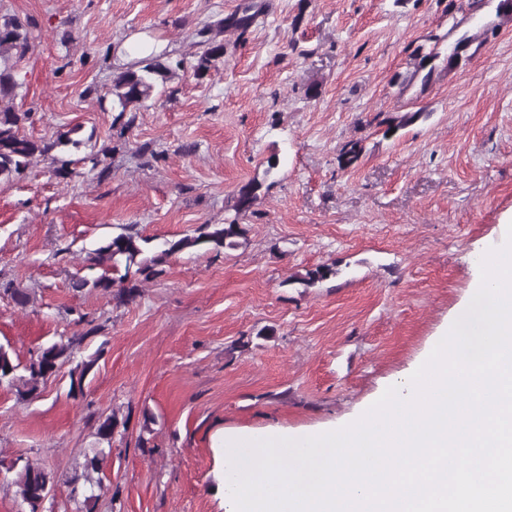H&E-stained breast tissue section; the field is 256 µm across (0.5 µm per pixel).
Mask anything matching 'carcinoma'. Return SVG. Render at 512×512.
Wrapping results in <instances>:
<instances>
[{
	"label": "carcinoma",
	"instance_id": "obj_1",
	"mask_svg": "<svg viewBox=\"0 0 512 512\" xmlns=\"http://www.w3.org/2000/svg\"><path fill=\"white\" fill-rule=\"evenodd\" d=\"M30 27V21L16 15H0V103L10 102L16 97L18 82L15 68L31 50ZM223 33L222 21L206 25L198 31L199 51L194 54L190 64L191 73L196 79H202L211 71L219 69L224 62V40L220 39ZM182 68L181 61L173 64L163 59V56L151 53L128 64L113 77L109 95L112 96V111L115 112L112 128L116 130L117 138L125 137L135 123L137 112L147 108V102L162 95L160 87ZM30 116L29 111L18 112L10 105L0 106V180L10 181L22 177L37 160L48 163L53 175L63 179L79 176L76 165L80 163L91 165V169L98 171L101 177L108 173L110 163L107 158L117 147L92 151L78 160H63L54 151L69 144L77 148L81 141L73 140L65 134L55 140H35L23 132V124ZM243 235V228L234 220L224 224H202L191 234L163 242V249L149 257L145 255V239L129 231L121 232L94 250L96 260L112 262V271L118 273V277L102 276L93 282V287L112 295L119 304L128 303L136 298L140 283L163 273L159 266L170 256L205 244L213 246L216 251L232 249L239 245V238ZM334 275L335 269L318 266L308 270L301 283L310 285ZM1 293L9 296L20 307L30 301L29 293L15 287L10 281L0 282ZM83 322L87 325L85 331L68 337L65 342H55L41 349L24 365L14 362L9 351L0 345V383L13 389L20 402L33 398L53 369L75 361V355L84 348L86 340L98 333L99 326L93 324V321L85 318ZM103 351L104 348L100 346L94 353L76 361L70 373L71 397L77 399L84 395L86 377ZM116 425L117 421L111 416L100 420L96 429V442L111 443ZM10 470L15 472L13 485L16 495L24 503L38 499L41 486L55 484L51 472L28 461L21 466L14 463Z\"/></svg>",
	"mask_w": 512,
	"mask_h": 512
}]
</instances>
